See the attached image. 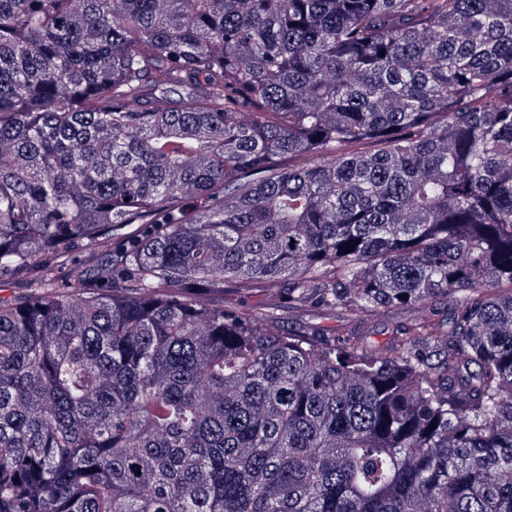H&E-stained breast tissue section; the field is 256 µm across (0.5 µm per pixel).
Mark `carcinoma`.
I'll list each match as a JSON object with an SVG mask.
<instances>
[{"mask_svg": "<svg viewBox=\"0 0 512 512\" xmlns=\"http://www.w3.org/2000/svg\"><path fill=\"white\" fill-rule=\"evenodd\" d=\"M0 288V512H512V0H0ZM239 299L245 300L248 306L261 312L275 308L279 314V324L285 333L311 329L334 336L346 334L354 327L353 322L344 318L337 311L319 310L298 313L288 309L287 303L280 304L278 298L273 297L266 288L255 287L249 293L242 295L231 291H225L224 293V302ZM415 313L416 310H399L390 315L378 316L364 326L363 332L372 343L383 345L390 339L394 325Z\"/></svg>", "mask_w": 512, "mask_h": 512, "instance_id": "carcinoma-1", "label": "carcinoma"}]
</instances>
